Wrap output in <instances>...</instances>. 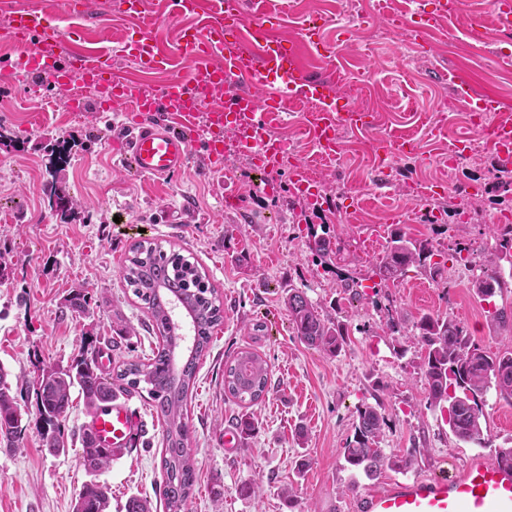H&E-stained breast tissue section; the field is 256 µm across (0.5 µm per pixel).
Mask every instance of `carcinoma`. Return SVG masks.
<instances>
[{"label":"carcinoma","instance_id":"1","mask_svg":"<svg viewBox=\"0 0 512 512\" xmlns=\"http://www.w3.org/2000/svg\"><path fill=\"white\" fill-rule=\"evenodd\" d=\"M310 230L314 246L310 250L322 264H332L335 252L330 242ZM512 251V227L497 237L495 250L483 263L482 275L472 289L485 300L506 287L497 264L500 254ZM429 244L415 243L396 232L391 246L378 266L380 280L396 279L409 267L429 270ZM126 287L141 302L149 315L153 331L161 342L148 362H127L108 375L98 363L101 351L98 338L85 339L81 352L65 366L42 373L36 381L38 411L42 423L43 447L51 454L65 451L60 421L72 406V391L82 395L87 413L92 414L115 398L132 393H147L152 411L163 427L161 468L162 496L166 512H185L195 484L185 422L190 388L194 384L198 362L208 350L213 332L224 322V301L209 282L200 265L189 255L167 250L156 242L143 241L129 249L121 270ZM288 317L298 338L312 349L328 356L343 350L347 337L343 328L317 308L297 288L285 297ZM191 319L193 341L188 356L176 362L184 346L183 335L175 322L176 306ZM414 327L422 349L420 370L428 385V400L433 407L448 412V426L459 442L481 447L489 444L481 424L482 402L493 390L504 399L512 398V349L489 354L471 339L450 317L422 316ZM269 392V364L259 354L243 349L224 365V393L236 405L255 404ZM386 418L382 407L365 405L357 410L353 437L346 441L345 462L368 478L377 476L381 467L408 466L410 461H391L379 448ZM27 426L17 399L12 395L8 373L0 367V444L9 451L20 448ZM120 453L102 448L88 434L82 436L81 464L91 476L76 499L73 512H107L110 489L97 480Z\"/></svg>","mask_w":512,"mask_h":512}]
</instances>
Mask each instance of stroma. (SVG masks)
Returning <instances> with one entry per match:
<instances>
[{"label": "stroma", "instance_id": "obj_1", "mask_svg": "<svg viewBox=\"0 0 512 512\" xmlns=\"http://www.w3.org/2000/svg\"><path fill=\"white\" fill-rule=\"evenodd\" d=\"M145 2L164 46L178 45L184 32L203 25L193 15L170 16L165 0ZM403 2L367 8L366 23L396 28L371 51L362 47L361 29L323 33L342 49L336 91L372 113L369 129L342 130L333 160L316 158L301 130L302 112L271 129L294 160L315 164L318 208L293 186L289 170L270 174L238 156L215 172L203 152H195L179 176L164 181L122 170L112 154L113 142L127 135L121 113L75 116L47 84L40 89L44 119L31 124L29 86L0 69V366L9 371L29 423L21 450L0 447V512H72L87 479L77 461L87 413L82 398H75L61 422L67 451L49 454L34 383L43 371L70 363L89 335L112 341L111 366L151 357L158 338L120 274L130 247L145 239L193 254L224 298V323L199 360L188 396L196 482L186 512H354L358 495L392 481L432 477L512 447V401L492 392L482 419L491 447L456 441L446 412L428 403L414 328L422 315L447 316L489 352L512 346V335L491 321L492 311L512 307V288L484 301L471 288L484 253L495 246L498 227L490 217L504 195L495 178L499 161L481 128L495 117H512V61L493 71L487 62L512 53V39L467 42L465 31L488 0H462L456 20L434 28L426 49H407L406 27L397 21ZM351 6L352 0H294L293 12L273 34L297 38L306 14L332 16ZM136 24L120 0H98L95 13L76 20L71 39L112 50L117 70L141 75L153 91L189 71L191 61L181 55L172 66L140 72L121 55L119 43ZM448 69L459 74V84L444 79ZM464 86L490 94L497 113L473 119L460 93ZM390 136L412 140L417 152L380 158L374 144ZM226 180L235 187L237 206H225L218 192ZM312 226L329 227L341 247L339 268L359 281L365 300H352L334 271L314 258ZM397 231L432 244L429 262L439 268L437 278L412 266L396 280L380 281L376 266ZM291 288L304 290L345 327L349 340L338 356L297 338L284 304ZM80 289L89 306L79 315L68 312L64 300ZM391 317L401 322L400 331L388 329ZM245 347L270 366L268 394L247 409L224 394V363ZM129 401L145 419L147 443L102 474L112 491L109 512H125L132 495L160 503L162 426L146 397L135 394ZM376 403L387 422L381 448L413 464L385 468L370 479L348 467L341 450L354 433L358 408ZM244 414L254 420V433L224 449L221 437ZM301 459L308 465L300 472ZM252 481L260 494L241 495V485Z\"/></svg>", "mask_w": 512, "mask_h": 512}]
</instances>
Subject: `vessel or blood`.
Wrapping results in <instances>:
<instances>
[{
    "label": "vessel or blood",
    "instance_id": "b4317fda",
    "mask_svg": "<svg viewBox=\"0 0 512 512\" xmlns=\"http://www.w3.org/2000/svg\"><path fill=\"white\" fill-rule=\"evenodd\" d=\"M173 15L206 10L205 36L192 37L183 49L193 61L190 71L173 76L162 89L149 91L143 84L117 73L109 56L69 50L52 19L57 0H28L11 10L0 25V38L16 48L7 66L18 77L52 84L69 98L75 111L106 106L124 112L129 133L117 146L119 162L140 176L163 180L182 172L194 148L205 150L211 162L241 155L257 168L277 167L286 146L269 134L277 111L288 101L308 106L306 127L322 157H331L339 128L366 125L365 115L346 98L335 95L338 73L314 27H306L300 42L268 39L258 49L243 44L248 21L271 16L263 0H170ZM141 24L134 43L143 68L170 64L171 54ZM323 54L322 69L311 72L301 53ZM277 87L268 97L256 88L265 76ZM224 90L223 105L208 108L204 101L214 90ZM94 101H87L86 91ZM485 133L499 160L512 165V127L494 124ZM84 429L100 445L128 451L139 447L143 420L138 408L126 401L90 415ZM357 512H512V468L476 458L455 475L395 481L385 489L358 498Z\"/></svg>",
    "mask_w": 512,
    "mask_h": 512
}]
</instances>
